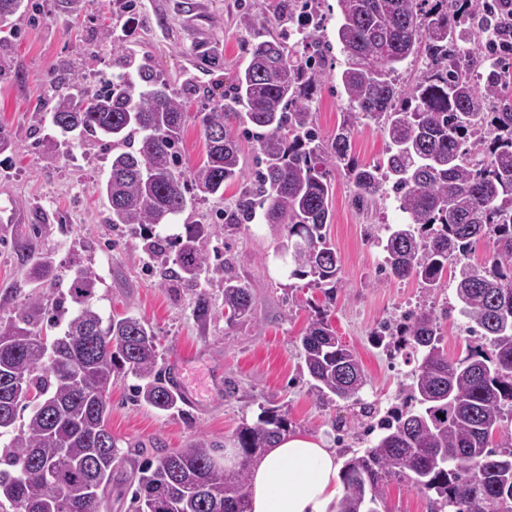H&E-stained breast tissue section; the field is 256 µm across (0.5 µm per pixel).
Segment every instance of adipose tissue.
<instances>
[{"label":"adipose tissue","instance_id":"ef3b65f1","mask_svg":"<svg viewBox=\"0 0 512 512\" xmlns=\"http://www.w3.org/2000/svg\"><path fill=\"white\" fill-rule=\"evenodd\" d=\"M336 451L304 432L283 435L252 468L249 512H334Z\"/></svg>","mask_w":512,"mask_h":512}]
</instances>
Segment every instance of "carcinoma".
I'll return each mask as SVG.
<instances>
[{
    "instance_id": "1",
    "label": "carcinoma",
    "mask_w": 512,
    "mask_h": 512,
    "mask_svg": "<svg viewBox=\"0 0 512 512\" xmlns=\"http://www.w3.org/2000/svg\"><path fill=\"white\" fill-rule=\"evenodd\" d=\"M336 43L346 58L338 77L346 100L331 136L316 125L311 102L331 76L324 39L325 0H278L259 19L244 6L239 24L254 34L244 68L216 97L192 79L173 92L150 62L118 53L119 71L95 89L59 75L45 111L62 135L104 137L112 164L98 184L108 223L129 228L151 255L175 249L170 276L195 291V312L212 310L201 279L224 272V315L238 321L253 308L251 289L233 274L234 259L210 267L198 244L217 233L199 226L186 237L161 236L187 206V193L224 194L241 185L224 212V234L263 212L281 231L288 277L326 289L333 300L341 265L327 238L330 174L344 172L353 203L394 196L398 224L377 237L388 279H414L434 294L448 279V261L492 242L479 265L456 276L455 298L483 343L451 360L440 347L442 319L422 309L380 320L372 331L391 358L416 356L399 403L370 429L382 434L345 461L336 512H380L390 478L403 476L432 499L433 512H512V0H336ZM419 74L404 90L407 61ZM206 102L194 115L206 161L180 167L187 94ZM387 138L386 157L363 164L352 153L359 126ZM255 143L256 163L244 174L240 139ZM18 263L33 282L51 281L55 266L29 243ZM97 275L72 269V317L48 340L28 315L0 323V507L25 512H102L112 476L126 462L107 428L114 380L140 383L133 398L159 411H180L181 398L158 368L152 328L137 317L105 319L94 305ZM309 389L321 405L343 401L373 413L362 399L367 384L356 352L333 329L329 309L314 311L300 339ZM27 422L16 427L22 412ZM288 432V415L262 409L232 435L238 462L203 438L133 469V512H247L248 481L257 453Z\"/></svg>"
}]
</instances>
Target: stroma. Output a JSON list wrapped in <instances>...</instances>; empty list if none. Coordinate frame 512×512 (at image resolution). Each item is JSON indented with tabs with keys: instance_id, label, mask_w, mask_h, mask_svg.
Listing matches in <instances>:
<instances>
[{
	"instance_id": "stroma-1",
	"label": "stroma",
	"mask_w": 512,
	"mask_h": 512,
	"mask_svg": "<svg viewBox=\"0 0 512 512\" xmlns=\"http://www.w3.org/2000/svg\"><path fill=\"white\" fill-rule=\"evenodd\" d=\"M31 2L32 13L0 22V126L17 145L10 163L0 166V188L10 190L16 208L39 220L43 231L36 249L52 256L57 278L36 288L21 271L15 250L27 225L0 238V320L31 312L36 303L52 309L68 291L72 265L80 264L98 276L94 303L103 315L134 316L152 327L162 370L183 360L192 366L189 382L200 383L212 369L224 385L204 395L201 406L178 414L133 402L134 376L113 384L107 426L127 461L112 480L108 512H129V476L141 459L189 447L200 437L229 440L242 423H254L264 407L286 412L292 430L323 438L335 448L338 461L369 447L371 436L353 430L355 408L320 405L306 384L298 346L315 306L328 307L337 335L357 352L367 377L363 398L379 417L395 404L413 366L404 357L390 358L372 341L378 320L423 307L448 311L442 347L449 358L466 355L475 339L466 331V319L453 309L454 286L431 295L415 280L381 275L375 239L402 215L391 196L369 211L356 210L343 171L331 173L333 218L327 226L342 266L343 283L334 299L283 275L278 237L270 225L251 223L231 236L203 241L206 254L227 249L235 259V274L247 280L254 297L251 317L230 324L224 317L221 277L203 281L212 311L206 320H197L192 292L164 279L139 240L109 224V203L97 186L109 174L110 149L98 141L80 146L72 140L46 150L45 141L55 134L39 105L50 91L51 74L64 70L81 82L86 75L108 76L117 68L111 48L101 41L103 28H113L128 50L151 57L171 88H179L191 74L221 87L248 58L252 36L238 23L241 4L268 17L273 0H135L131 13L124 0H80L75 13L61 10L57 0ZM213 45L224 52L223 66L196 71L199 52ZM238 192V184L231 183L223 197L197 195L177 215L172 233H185L190 224L221 225ZM381 512H430V502L408 480L394 477L385 488Z\"/></svg>"
}]
</instances>
